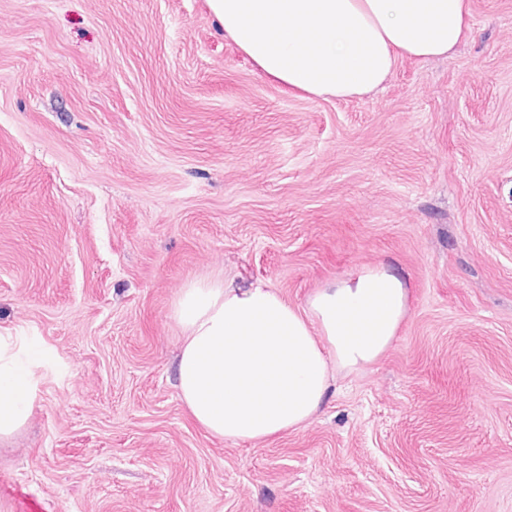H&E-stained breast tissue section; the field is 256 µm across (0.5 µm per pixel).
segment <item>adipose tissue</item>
<instances>
[{
	"label": "adipose tissue",
	"mask_w": 512,
	"mask_h": 512,
	"mask_svg": "<svg viewBox=\"0 0 512 512\" xmlns=\"http://www.w3.org/2000/svg\"><path fill=\"white\" fill-rule=\"evenodd\" d=\"M258 71L321 99L372 93L405 57L454 52L470 30L468 0H207ZM408 311V290L385 266H365L317 289L303 307L257 281L195 279L174 317L180 398L211 435L262 441L316 421L335 372L378 361ZM0 335V439L27 421L40 355L18 357Z\"/></svg>",
	"instance_id": "1"
}]
</instances>
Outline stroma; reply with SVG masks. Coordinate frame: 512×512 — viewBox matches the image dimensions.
Returning <instances> with one entry per match:
<instances>
[{"label": "stroma", "instance_id": "1", "mask_svg": "<svg viewBox=\"0 0 512 512\" xmlns=\"http://www.w3.org/2000/svg\"><path fill=\"white\" fill-rule=\"evenodd\" d=\"M469 4L448 57L323 100L207 0H0V334L43 354L0 512H512V0ZM376 265L406 318L312 425L192 418L185 283L301 306Z\"/></svg>", "mask_w": 512, "mask_h": 512}]
</instances>
